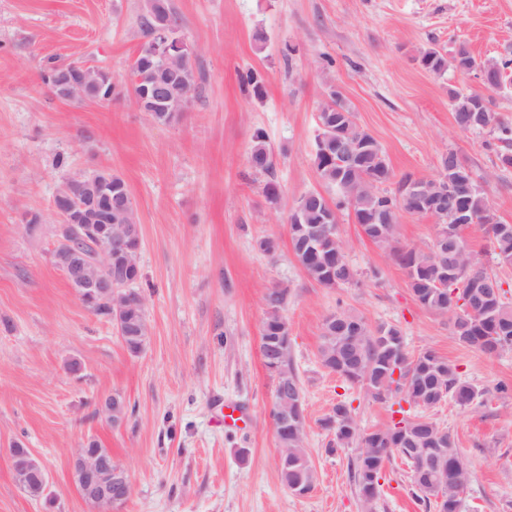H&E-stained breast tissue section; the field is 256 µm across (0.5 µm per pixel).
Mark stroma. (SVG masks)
<instances>
[{
  "label": "stroma",
  "mask_w": 512,
  "mask_h": 512,
  "mask_svg": "<svg viewBox=\"0 0 512 512\" xmlns=\"http://www.w3.org/2000/svg\"><path fill=\"white\" fill-rule=\"evenodd\" d=\"M143 5L0 0V512H95L72 477L77 448L92 438L132 483L116 512H364L350 469L358 449L329 450L321 421L341 399L363 430L413 410L397 394L372 401L322 367L324 320L339 309L372 327L397 325L409 356L433 349L478 389L471 405L449 400L431 415L470 470L462 512H512V352L488 356L455 342L447 316L414 301L404 271L347 212L338 227L358 286L312 282L288 237L295 201L326 190L314 150L332 85L383 147L395 180L434 177L442 155L455 151L499 221L512 224V168H497L489 133L460 131L449 106V90L480 93L483 85L418 62L430 48L449 56L463 44L481 59L512 50V0H172L195 50L198 88L170 125L132 98ZM51 57L110 70L116 95L58 99L40 79ZM250 69L265 79L263 99L241 87ZM258 129L283 188L275 206L262 193L265 175L248 162ZM60 153L70 162L64 172L54 166ZM103 168L125 180L141 226L150 335L136 356L51 261L64 174ZM27 213L43 218L36 232L22 222ZM264 238L275 241L274 255L259 249ZM273 287L288 291L282 313L317 474L304 496L280 479L274 380L260 351L263 297ZM115 394L128 405L117 426L101 409ZM221 400L250 408L246 428L225 426ZM17 442L47 473L42 496L15 480L9 450ZM374 512H427L400 458L382 471Z\"/></svg>",
  "instance_id": "1"
}]
</instances>
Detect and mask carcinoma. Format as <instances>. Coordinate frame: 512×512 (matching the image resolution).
Wrapping results in <instances>:
<instances>
[{"label": "carcinoma", "instance_id": "carcinoma-1", "mask_svg": "<svg viewBox=\"0 0 512 512\" xmlns=\"http://www.w3.org/2000/svg\"><path fill=\"white\" fill-rule=\"evenodd\" d=\"M164 16L170 35L177 38L183 27L181 16L171 0H163ZM155 16L151 0H145V14L141 27L145 41L133 62L132 72L143 78L142 90L148 93L152 118L161 124H170L185 111L184 98L188 84L196 83L194 72L174 73L163 65L159 55L155 29ZM420 66L439 74L451 68L460 73H474L483 86L498 90L512 72V58L482 60L474 56L463 44L451 58L435 49H428L419 56ZM80 62L68 63L50 59L41 70L42 83L57 93L60 76L79 68ZM243 83L255 98L265 93L263 75L253 69L246 72ZM115 93L112 72L99 69L93 84L89 85L86 100L102 102ZM453 118L462 131L484 132L506 145L496 151L497 160L504 169L512 167V125L493 109L491 102L477 93L449 91ZM342 111L343 123H326L320 135L329 137V152L321 146L315 149V166L319 178L334 192L330 200L317 191L297 199L301 208H292L288 232L294 254L310 280L323 288H344L359 284V272L347 259L345 243L339 232L327 233L330 209L349 211L354 223L375 244L388 252L391 260L404 270L413 298L422 307L448 316L450 336L459 344L477 349L489 356L512 351V299L507 298L502 279L487 271L481 253L474 251L463 236L465 224L448 225V237L460 239L462 248L434 241L422 249L400 244L398 215L402 211L420 216L428 215L407 204H402L396 194L382 188L391 173L385 153L377 140L354 119L348 103L335 101ZM248 161L255 171L268 175L263 186L266 201L277 204L282 194L280 182L271 175V149L266 133L255 130ZM447 181L429 180V192L443 189L444 184L458 183L455 195L448 196V207L467 212L470 223L487 226L493 254L501 266H512V224L498 220L481 184L472 179L473 171L461 163L455 152L441 157ZM115 192L124 196L125 207L113 215L115 224L137 223L135 210L125 181L112 170ZM117 261L127 263L132 272L127 287L117 289L112 299L98 300L90 307L96 315L109 318L122 332V342L132 355L139 354L145 346L149 328L146 308H131L126 295L143 297L138 288L142 279L139 251L124 245H114ZM288 292L284 288H271L264 296L266 317L261 331V354L271 356L269 346L277 338L289 340V328L282 309ZM334 319H325L324 331L318 349L321 365L343 381L359 387L371 399L384 402L398 393L408 403L419 401L426 409L440 405L450 397L459 406L471 404L479 395L472 384L461 379L457 367L448 359L428 349L417 356H408L403 345L401 330L390 324L370 327L361 317L346 310L334 312ZM400 378L394 379V371ZM293 408L291 401L274 397L271 418L278 438L281 455L280 477L283 485L293 494L310 492L315 485L316 473L304 446V423L286 428L277 424V417L284 409ZM323 426L333 435L332 444L338 448L358 445L360 452L353 464L352 477L358 487L364 512H373V504L380 491L379 479L386 461L397 455L410 467L414 462L434 453L442 439L448 447H455L454 438L445 428L425 415H415L400 421L359 432L350 403L339 400L323 420ZM468 467L460 466L453 459H445L438 468H427L420 478L411 480L412 493L431 506V499L439 501L438 512H462L463 493L468 486Z\"/></svg>", "mask_w": 512, "mask_h": 512}]
</instances>
